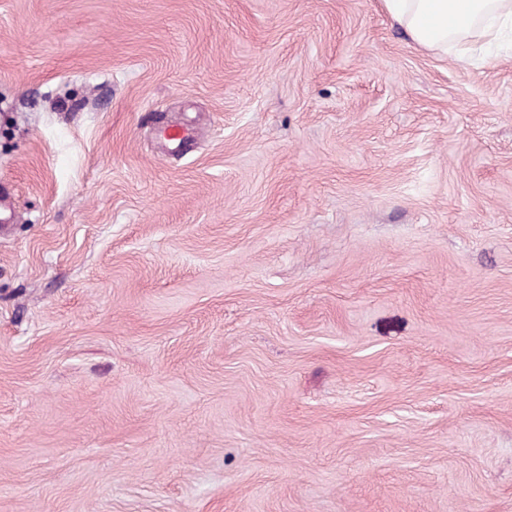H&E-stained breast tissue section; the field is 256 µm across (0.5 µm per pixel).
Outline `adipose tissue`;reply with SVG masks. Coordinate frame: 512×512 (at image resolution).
<instances>
[{"mask_svg": "<svg viewBox=\"0 0 512 512\" xmlns=\"http://www.w3.org/2000/svg\"><path fill=\"white\" fill-rule=\"evenodd\" d=\"M416 44L445 54L512 36V0H383Z\"/></svg>", "mask_w": 512, "mask_h": 512, "instance_id": "adipose-tissue-1", "label": "adipose tissue"}]
</instances>
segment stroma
<instances>
[{
    "label": "stroma",
    "instance_id": "obj_1",
    "mask_svg": "<svg viewBox=\"0 0 512 512\" xmlns=\"http://www.w3.org/2000/svg\"><path fill=\"white\" fill-rule=\"evenodd\" d=\"M0 186V512H512V50L0 0Z\"/></svg>",
    "mask_w": 512,
    "mask_h": 512
}]
</instances>
